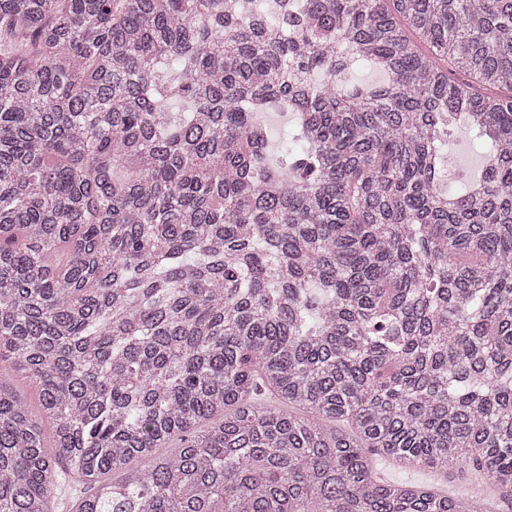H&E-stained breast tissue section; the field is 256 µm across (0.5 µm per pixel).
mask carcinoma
<instances>
[{"instance_id":"carcinoma-1","label":"carcinoma","mask_w":512,"mask_h":512,"mask_svg":"<svg viewBox=\"0 0 512 512\" xmlns=\"http://www.w3.org/2000/svg\"><path fill=\"white\" fill-rule=\"evenodd\" d=\"M7 359L0 512L512 503V0H0ZM265 119L272 130L275 150L281 153L299 152L304 148L294 132V118L289 112H266ZM488 147L479 139L470 136L469 131L459 127L455 131V141L443 149L445 185L448 190L456 188L454 178L465 171H471L484 163ZM472 469H453L448 471V478L446 476L437 475H413L416 478H424L436 482L443 490H448L449 493H465L470 490L471 484L469 476Z\"/></svg>"}]
</instances>
